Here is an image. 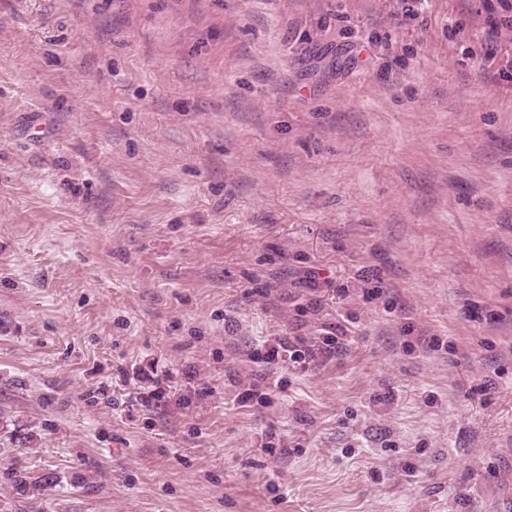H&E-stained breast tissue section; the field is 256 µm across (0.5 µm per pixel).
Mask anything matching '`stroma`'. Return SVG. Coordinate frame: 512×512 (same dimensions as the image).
Wrapping results in <instances>:
<instances>
[{"instance_id":"35a3bbf8","label":"stroma","mask_w":512,"mask_h":512,"mask_svg":"<svg viewBox=\"0 0 512 512\" xmlns=\"http://www.w3.org/2000/svg\"><path fill=\"white\" fill-rule=\"evenodd\" d=\"M504 15L0 0V512H497ZM334 331L327 330V333L325 336L319 339V341H316V339L311 341V344L303 349V351L299 350L297 346H290L288 342L285 341H278V347H271L269 348L264 355H260V353H257L258 360L256 362H264L266 364H271L273 361L278 360L279 358L286 362L288 360V353L289 358L291 359H297V358H306V355L310 357L311 359H315L318 356H323L326 354V352H335L337 346L339 345V336L336 334V336H333ZM323 345L326 346V349L323 348ZM9 475L8 478L12 481L16 492L24 496L34 495V491H42L56 481V477L52 474H42L35 477L18 468L13 469Z\"/></svg>"}]
</instances>
